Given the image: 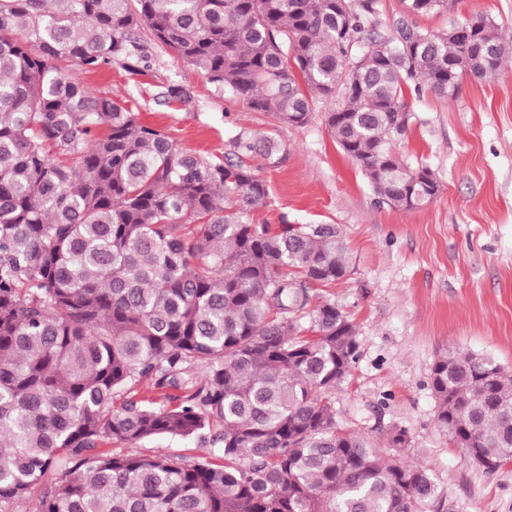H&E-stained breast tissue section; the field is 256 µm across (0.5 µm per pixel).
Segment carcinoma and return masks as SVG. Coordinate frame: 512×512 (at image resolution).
<instances>
[{
  "label": "carcinoma",
  "instance_id": "1",
  "mask_svg": "<svg viewBox=\"0 0 512 512\" xmlns=\"http://www.w3.org/2000/svg\"><path fill=\"white\" fill-rule=\"evenodd\" d=\"M375 16L376 0H0V512L49 471L38 512H417L435 496L404 431L382 448L337 427L356 328L314 290L349 258L334 224L252 222L268 189L244 158L274 163L278 142L241 130L236 160L201 159L71 73L149 69L145 28L279 123L339 94L329 132L377 204L411 210L437 185L392 148L407 92L453 97L512 44L488 16L468 44ZM431 380L457 447L491 472L512 460L511 372L450 350ZM205 435L224 464L96 452Z\"/></svg>",
  "mask_w": 512,
  "mask_h": 512
}]
</instances>
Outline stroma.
Masks as SVG:
<instances>
[{
  "instance_id": "obj_1",
  "label": "stroma",
  "mask_w": 512,
  "mask_h": 512,
  "mask_svg": "<svg viewBox=\"0 0 512 512\" xmlns=\"http://www.w3.org/2000/svg\"><path fill=\"white\" fill-rule=\"evenodd\" d=\"M479 15L492 17L512 40V0H455L452 12L416 23L444 29ZM149 51L152 69L145 74L115 63L80 79L205 159L233 155L230 139L242 128L274 137L276 163L251 161L269 191L255 223L340 228L350 269L319 293L356 326L359 359L334 396L342 426L383 446L392 431L406 432V461L426 467L436 486L423 512H512V462L490 473L457 448L437 424L431 387L436 360L452 349L512 371V58L495 79L464 76L456 98L426 92L411 99L410 128L395 150L411 165L428 166L440 190L428 204L404 210L376 204L326 128L324 115L337 99L320 100L305 125L282 124L217 96L163 47ZM170 82L189 91V104L157 100ZM103 452L223 461L199 437L158 436Z\"/></svg>"
}]
</instances>
